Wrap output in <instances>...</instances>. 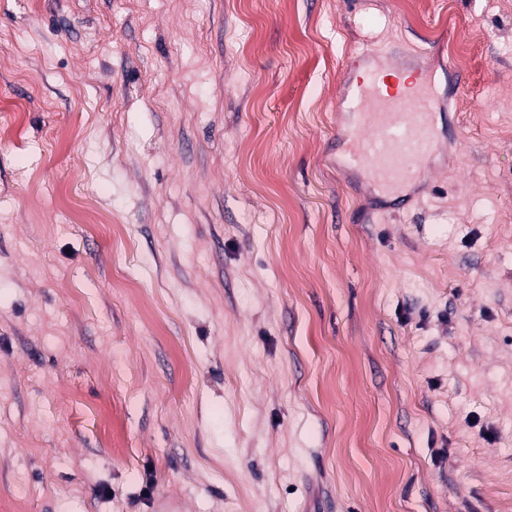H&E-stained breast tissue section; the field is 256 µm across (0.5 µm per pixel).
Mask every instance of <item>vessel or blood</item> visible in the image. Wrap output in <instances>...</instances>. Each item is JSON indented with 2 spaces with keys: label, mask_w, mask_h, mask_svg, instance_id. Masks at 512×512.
I'll use <instances>...</instances> for the list:
<instances>
[{
  "label": "vessel or blood",
  "mask_w": 512,
  "mask_h": 512,
  "mask_svg": "<svg viewBox=\"0 0 512 512\" xmlns=\"http://www.w3.org/2000/svg\"><path fill=\"white\" fill-rule=\"evenodd\" d=\"M347 67L365 71L351 88L357 109L354 163L374 185L389 191L423 177L434 143V100L426 75L405 79L402 64L377 60L369 46L352 53Z\"/></svg>",
  "instance_id": "1"
}]
</instances>
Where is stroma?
Returning a JSON list of instances; mask_svg holds the SVG:
<instances>
[{
  "label": "stroma",
  "mask_w": 512,
  "mask_h": 512,
  "mask_svg": "<svg viewBox=\"0 0 512 512\" xmlns=\"http://www.w3.org/2000/svg\"><path fill=\"white\" fill-rule=\"evenodd\" d=\"M367 44L435 73L398 210ZM0 125V503L512 512V0H0Z\"/></svg>",
  "instance_id": "35a3bbf8"
}]
</instances>
